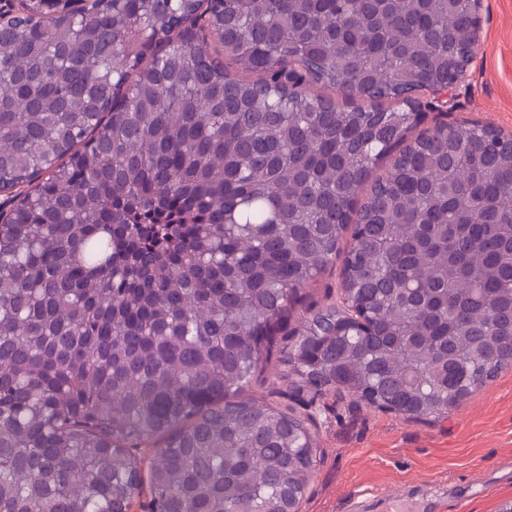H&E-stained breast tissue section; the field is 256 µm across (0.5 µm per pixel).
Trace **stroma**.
Returning a JSON list of instances; mask_svg holds the SVG:
<instances>
[{"label": "stroma", "instance_id": "35a3bbf8", "mask_svg": "<svg viewBox=\"0 0 512 512\" xmlns=\"http://www.w3.org/2000/svg\"><path fill=\"white\" fill-rule=\"evenodd\" d=\"M477 61L441 119L512 132V0H482ZM341 267H327L295 306L309 314L338 302ZM319 445L302 512H498L512 501V368L436 421H409L328 395L313 408Z\"/></svg>", "mask_w": 512, "mask_h": 512}]
</instances>
